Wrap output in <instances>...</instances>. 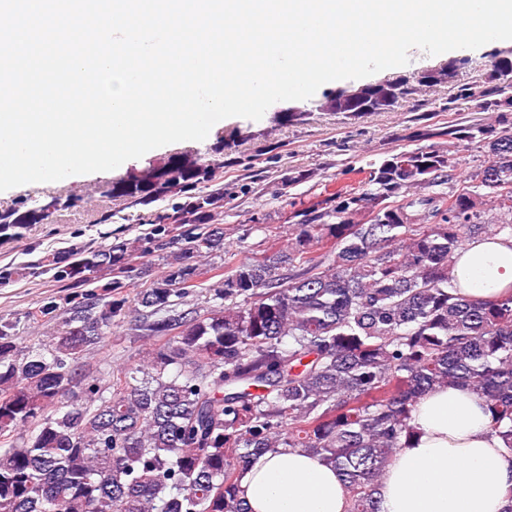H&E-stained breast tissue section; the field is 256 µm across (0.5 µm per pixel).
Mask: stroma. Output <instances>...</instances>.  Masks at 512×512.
Wrapping results in <instances>:
<instances>
[{
    "instance_id": "obj_1",
    "label": "stroma",
    "mask_w": 512,
    "mask_h": 512,
    "mask_svg": "<svg viewBox=\"0 0 512 512\" xmlns=\"http://www.w3.org/2000/svg\"><path fill=\"white\" fill-rule=\"evenodd\" d=\"M504 50L512 51V41L436 56L413 51L407 65L381 71V78L410 81L421 70L450 60L456 63L455 76L449 82L420 88L387 112L320 110L324 92L347 88V81L340 80L326 84L324 92L299 101V113L286 123L279 121L271 107L260 120L223 119L203 141L168 144L111 171L26 184L0 192L1 207L17 201L38 207L55 196L62 201L47 221L29 226L25 239L0 238V265L34 260L39 252L75 244L98 247L118 237L135 239L146 230L136 218L149 213V206L102 197L95 193V184L127 175L152 162L164 163L179 151H191L204 160L215 158L219 136L230 129L237 130L238 138L231 149L225 150L224 166L218 169L214 181L215 187L224 192L214 218L215 223L224 227V249L203 259L202 264L225 270L252 257L273 255L287 248L291 226L298 221L297 211L320 203L334 187L357 183V171L367 163L415 148V132L432 131L429 145L444 150L448 140L439 136L438 131L448 122H494L493 111L476 110L473 102L457 99L456 93L462 85L485 87L492 54ZM292 166L308 171L309 177L289 187L284 179ZM107 210L113 211L114 216L104 224L100 217ZM181 248L177 241L166 249L140 255L136 272L126 282L125 297L134 299L138 289L151 286ZM62 293L59 284L43 274L0 288V322L15 323L20 346L50 339L56 333V321L33 327L26 322L25 314L45 297ZM152 348V340L140 336L133 321L128 320L115 327L111 342L99 350L94 361L104 371L122 364L134 367L146 362Z\"/></svg>"
}]
</instances>
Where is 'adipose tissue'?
Instances as JSON below:
<instances>
[{"instance_id":"obj_1","label":"adipose tissue","mask_w":512,"mask_h":512,"mask_svg":"<svg viewBox=\"0 0 512 512\" xmlns=\"http://www.w3.org/2000/svg\"><path fill=\"white\" fill-rule=\"evenodd\" d=\"M461 294L493 298L512 291V238L470 242L453 270ZM472 391L448 387L415 407L413 436L386 469L380 512H505L512 454L489 429ZM240 491L250 512H347L348 492L333 466L300 449L276 448L247 465Z\"/></svg>"}]
</instances>
